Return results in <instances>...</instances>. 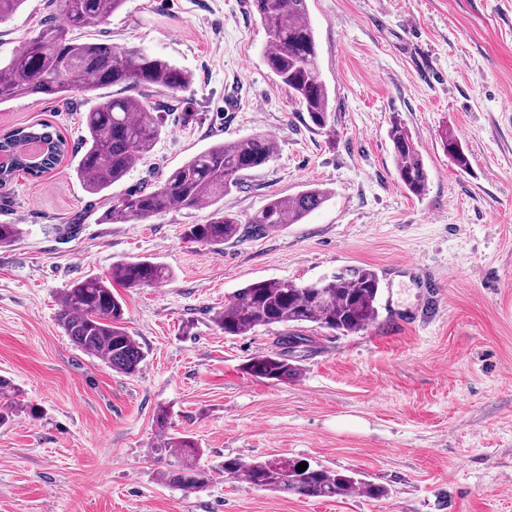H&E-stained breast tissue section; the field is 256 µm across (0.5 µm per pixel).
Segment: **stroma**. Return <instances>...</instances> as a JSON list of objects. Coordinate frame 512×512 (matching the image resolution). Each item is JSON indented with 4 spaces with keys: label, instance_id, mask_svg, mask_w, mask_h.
Returning <instances> with one entry per match:
<instances>
[{
    "label": "stroma",
    "instance_id": "1",
    "mask_svg": "<svg viewBox=\"0 0 512 512\" xmlns=\"http://www.w3.org/2000/svg\"><path fill=\"white\" fill-rule=\"evenodd\" d=\"M251 0H126L94 28L187 70L154 92L162 135L112 195L158 182L217 141L264 133L273 160L225 195L248 220L273 195L316 184L329 200L304 223L222 245L184 238L206 209L104 224L70 160L0 190V375L41 414L0 427V512H512V0H308L334 115L312 126L270 73ZM60 0H26L0 23V59L18 53ZM92 100L0 106V134L53 123L69 144ZM400 120L428 170L424 196L398 182L388 130ZM469 157L459 169L445 145ZM150 259L170 280L123 288L125 326L145 359L116 372L57 322L65 288ZM408 261L414 273L386 275ZM381 275L380 317L348 336L285 326L225 335L216 322L240 288L306 284L345 266ZM282 352L296 379L264 381L248 361ZM193 436L202 467L280 455L354 470L375 500L304 499L221 478L199 491L162 483L155 416Z\"/></svg>",
    "mask_w": 512,
    "mask_h": 512
}]
</instances>
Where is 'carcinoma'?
<instances>
[{
	"label": "carcinoma",
	"mask_w": 512,
	"mask_h": 512,
	"mask_svg": "<svg viewBox=\"0 0 512 512\" xmlns=\"http://www.w3.org/2000/svg\"><path fill=\"white\" fill-rule=\"evenodd\" d=\"M125 0H62L66 23L46 22L12 59L0 62V105L19 98L66 100L77 92L85 97L117 86L121 92L97 103L81 115L84 132L75 174L85 191L107 196L112 185L128 175L137 158L150 153L162 133L158 115L146 93L175 92L187 87L190 74L167 59L142 50L119 49L99 39L82 40L74 32L94 28L124 4ZM252 8L266 31L269 51L265 64L288 88L289 95L318 129L330 125L329 91L320 77L319 50L311 23L308 0H252ZM397 177L412 195L421 197L428 186V171L411 133L398 123L388 131ZM42 144V162L30 161L24 146ZM456 166L465 170L468 157L453 137L445 141ZM67 151V142L50 123L17 128L0 137V189L19 172L34 178L52 170ZM275 142L265 134L224 141L194 155L153 187L129 190L110 202L103 212L107 224L147 220L171 209L212 208L204 224H188L185 236L212 245L234 241L250 232L275 231L287 224H301L328 198L320 187L295 196L274 195L248 220V226L217 203L241 186L251 171L274 158ZM172 272L162 264L137 260L112 265L109 276L88 277L64 289L58 322L81 350L103 359L112 369L133 375L144 353L124 327L125 309L112 292L113 285L139 288L167 281ZM380 278L375 270L353 267L323 280L316 287L288 280H264L241 289L236 299L218 312L215 321L227 336H244L259 327L286 324L297 328L356 334L380 316ZM250 374L261 379L286 381L297 368L280 353L252 358ZM37 416L38 409L18 399V389L0 376V425L19 413ZM167 412L156 415L163 433L157 454H167L177 465L160 479L182 490L199 489L213 479L198 466L202 449L188 434H166ZM298 458L272 457L249 461L227 458L220 473L244 478L253 486L289 493L306 499H338L360 492L369 498L386 495L380 485L354 475L308 465L296 470Z\"/></svg>",
	"instance_id": "1"
}]
</instances>
